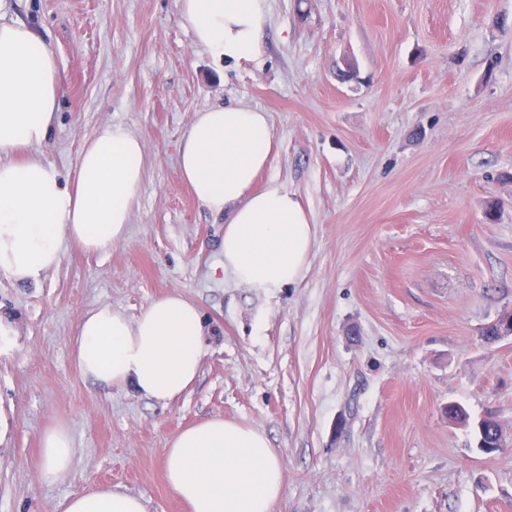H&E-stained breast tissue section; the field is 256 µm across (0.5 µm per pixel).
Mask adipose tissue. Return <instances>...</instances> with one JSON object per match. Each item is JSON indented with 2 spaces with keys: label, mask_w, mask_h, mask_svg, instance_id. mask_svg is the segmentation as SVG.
<instances>
[{
  "label": "adipose tissue",
  "mask_w": 512,
  "mask_h": 512,
  "mask_svg": "<svg viewBox=\"0 0 512 512\" xmlns=\"http://www.w3.org/2000/svg\"><path fill=\"white\" fill-rule=\"evenodd\" d=\"M196 46L228 62L262 51L265 0H178ZM0 0V274L37 283L60 266L69 247L99 253L123 242L141 193L146 161L141 137L110 124L85 142L76 177L63 183L39 154L65 90L54 50ZM273 133L265 112L245 106L195 113L178 151L182 181L208 211L224 216L225 276L274 293L303 275L313 245L295 192L256 189L270 164ZM204 323L177 292L151 301L137 318L104 305L80 322L73 341L84 376L169 402L188 392L202 360ZM42 480L71 467L73 440L58 422L41 435ZM167 483L190 512H273L283 469L267 436L213 416L169 438ZM64 512H147L131 493L102 486L71 496Z\"/></svg>",
  "instance_id": "1"
}]
</instances>
